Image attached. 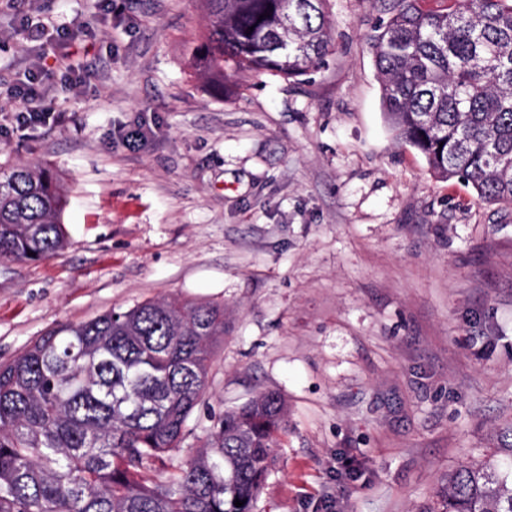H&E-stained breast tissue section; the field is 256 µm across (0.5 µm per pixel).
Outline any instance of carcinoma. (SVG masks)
I'll use <instances>...</instances> for the list:
<instances>
[{"label": "carcinoma", "mask_w": 512, "mask_h": 512, "mask_svg": "<svg viewBox=\"0 0 512 512\" xmlns=\"http://www.w3.org/2000/svg\"><path fill=\"white\" fill-rule=\"evenodd\" d=\"M327 2L202 0L193 64L216 84L226 66L305 76L332 44ZM387 2L370 49L395 139L437 178L512 205V0ZM66 203L52 170L0 167V256L64 248ZM223 335L224 307L170 297L59 325L1 362L0 512H254L286 426L278 394L183 447ZM424 512H512V443L450 470Z\"/></svg>", "instance_id": "carcinoma-1"}]
</instances>
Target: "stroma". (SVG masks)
<instances>
[{"label":"stroma","mask_w":512,"mask_h":512,"mask_svg":"<svg viewBox=\"0 0 512 512\" xmlns=\"http://www.w3.org/2000/svg\"><path fill=\"white\" fill-rule=\"evenodd\" d=\"M72 33L86 84L55 122L0 123V165L54 169L68 246L0 259V362L66 322L178 296L223 305L210 394L288 408L255 512H423L512 426V205L443 182L386 124L379 0H329L326 67L288 79L191 62L200 0H26ZM0 0V81L35 52ZM148 131L126 147L120 128Z\"/></svg>","instance_id":"stroma-1"}]
</instances>
